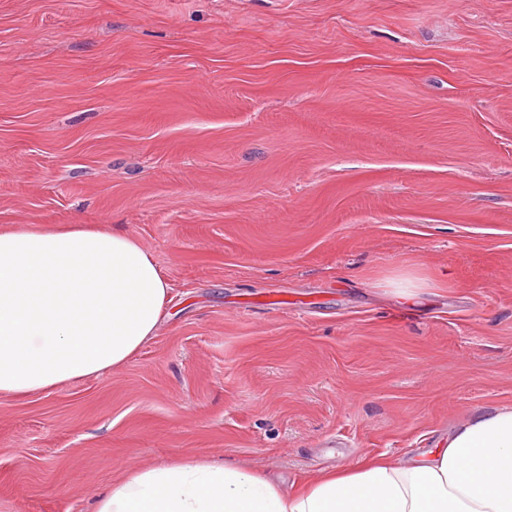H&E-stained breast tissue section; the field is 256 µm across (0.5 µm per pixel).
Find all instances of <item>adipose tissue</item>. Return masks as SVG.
Returning <instances> with one entry per match:
<instances>
[{"mask_svg":"<svg viewBox=\"0 0 512 512\" xmlns=\"http://www.w3.org/2000/svg\"><path fill=\"white\" fill-rule=\"evenodd\" d=\"M170 291L132 236L85 224L0 229V397L124 366L155 336ZM93 512H512V406L471 414L412 462L382 455L296 493L230 464L132 469Z\"/></svg>","mask_w":512,"mask_h":512,"instance_id":"ef3b65f1","label":"adipose tissue"}]
</instances>
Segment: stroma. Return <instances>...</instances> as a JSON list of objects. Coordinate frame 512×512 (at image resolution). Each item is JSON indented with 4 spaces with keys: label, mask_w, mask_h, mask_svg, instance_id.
<instances>
[{
    "label": "stroma",
    "mask_w": 512,
    "mask_h": 512,
    "mask_svg": "<svg viewBox=\"0 0 512 512\" xmlns=\"http://www.w3.org/2000/svg\"><path fill=\"white\" fill-rule=\"evenodd\" d=\"M171 284L123 367L0 397V512L191 457L301 487L512 406V0H0V227Z\"/></svg>",
    "instance_id": "stroma-1"
}]
</instances>
